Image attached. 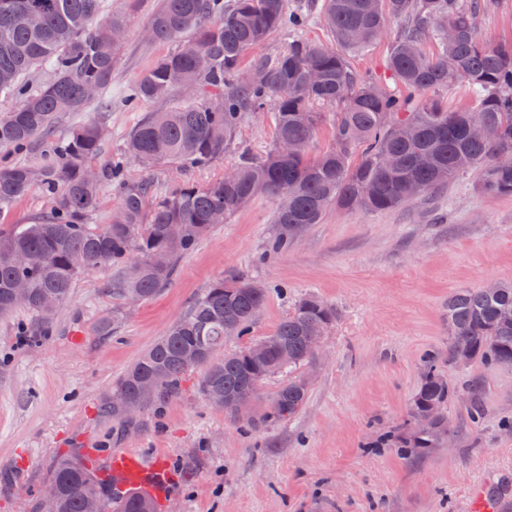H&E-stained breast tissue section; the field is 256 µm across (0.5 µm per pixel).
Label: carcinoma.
<instances>
[{"instance_id":"carcinoma-1","label":"carcinoma","mask_w":512,"mask_h":512,"mask_svg":"<svg viewBox=\"0 0 512 512\" xmlns=\"http://www.w3.org/2000/svg\"><path fill=\"white\" fill-rule=\"evenodd\" d=\"M102 0H0V96L18 107L0 117V146L26 151L37 139L49 147L40 166L0 159V207L38 185L52 200L37 224L0 233V315L12 312L16 284L28 290L26 310L36 327V344L52 325L53 314L68 300L82 274L114 264L129 265L120 292L149 299L171 279L176 259L193 249L216 224L258 196L276 203V235L270 252L288 250L297 234L321 223L327 209L363 213L409 202L414 192H430L467 171H480L479 190L512 195V41L490 42L476 18L493 11L498 0H324L322 21L336 46L292 39L273 59H260L240 79L244 53L278 28L295 32L307 16L290 12L287 0H160L151 21L156 40L178 41L177 50L159 60L133 84L137 100H157L190 84L194 98L177 109L155 112L128 136L122 157L98 167L89 159L100 149L103 130L84 124L64 138L51 135V121L62 112L94 104L112 79L119 43L114 31L121 18L101 17ZM40 14L32 25L27 15ZM404 26L394 38L389 69L406 94L354 70L347 53L370 45L388 20ZM435 50H426V43ZM41 67L53 77L29 90L24 77ZM467 84L468 104L448 111L428 92ZM257 112L273 116L275 140L262 156L243 151L234 167L205 186L183 184L147 205L149 184L126 178L129 162L206 166L224 155L240 127ZM480 119L492 129L480 138L469 131ZM331 144L312 156L309 146L323 124ZM284 141L296 145L280 152ZM119 189V203L107 226L95 231L88 218L102 188ZM15 253L26 265L8 260ZM267 299V289L229 270L200 295L186 315L173 322L123 375L115 390L142 406L179 388L186 372L203 370L200 390L226 417L258 429L270 421L295 417L304 406L309 381L291 372L314 360L317 331L332 327L336 308L309 294L268 336L273 347L256 362L250 346L224 353V338L245 336ZM198 352L195 365L183 351ZM463 359L512 367V284L460 288L448 296V365ZM436 358L426 356L422 383L410 408L416 418L443 408L452 396L436 373ZM290 372L258 415H243L255 402L261 383ZM448 430L436 419L423 434L400 440L411 448H434ZM50 486L56 496L45 512H84L92 491L102 512H156L150 498L133 492L114 497L112 479L98 476L80 459L56 461Z\"/></svg>"}]
</instances>
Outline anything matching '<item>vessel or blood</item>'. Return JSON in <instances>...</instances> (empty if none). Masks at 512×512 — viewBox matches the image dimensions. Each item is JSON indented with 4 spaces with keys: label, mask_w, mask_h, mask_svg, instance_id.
I'll use <instances>...</instances> for the list:
<instances>
[{
    "label": "vessel or blood",
    "mask_w": 512,
    "mask_h": 512,
    "mask_svg": "<svg viewBox=\"0 0 512 512\" xmlns=\"http://www.w3.org/2000/svg\"><path fill=\"white\" fill-rule=\"evenodd\" d=\"M103 467L112 476L115 493L121 494L133 488L147 492L155 500L171 494L172 463L168 456H147L117 449L106 455Z\"/></svg>",
    "instance_id": "b4317fda"
}]
</instances>
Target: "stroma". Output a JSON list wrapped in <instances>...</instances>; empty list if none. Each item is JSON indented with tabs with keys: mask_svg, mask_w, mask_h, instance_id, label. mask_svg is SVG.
Returning <instances> with one entry per match:
<instances>
[{
	"mask_svg": "<svg viewBox=\"0 0 512 512\" xmlns=\"http://www.w3.org/2000/svg\"><path fill=\"white\" fill-rule=\"evenodd\" d=\"M157 3L105 0L106 14L127 22L106 91L112 109L57 114L56 135L100 124L105 160L121 153L144 117L185 104L179 92L127 101L135 79L176 48L148 36ZM398 27L389 21L368 50L351 54L352 66L390 82ZM274 136L263 112L210 166L133 164L127 176L151 182L159 198L223 177L239 149L263 154ZM477 183L473 172L386 211L331 208L272 258L266 251L276 204L259 196L180 257L171 282L152 298L130 303L114 289L127 268L109 266L76 280L39 344L24 336L32 314L0 316V512H42L56 459L78 449L98 459L117 448L172 457L176 495L159 502L158 512H470L477 486L512 512V368L443 367L458 393L445 409L447 434L438 447L408 456L396 446L412 430L425 356L448 357L449 294L512 283V197L484 196ZM49 208L32 187L0 208V229L37 223ZM229 270L265 284L269 296L249 334L227 337L225 351L270 335L302 295L337 310L314 362L300 369L310 382L300 413L245 430L205 400L197 368L175 395L134 419L102 417V403L129 366ZM472 405L482 412L476 424L467 415Z\"/></svg>",
	"mask_w": 512,
	"mask_h": 512,
	"instance_id": "35a3bbf8",
	"label": "stroma"
}]
</instances>
